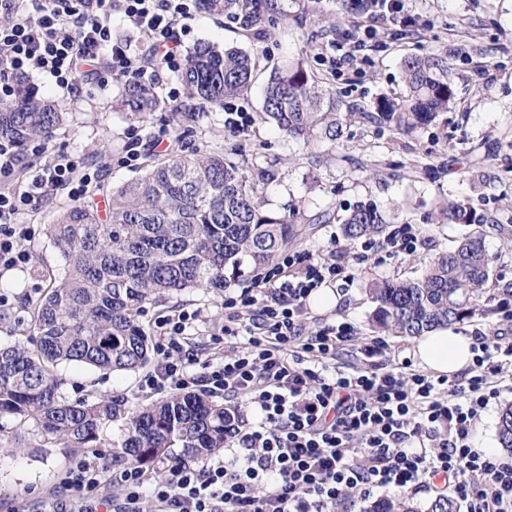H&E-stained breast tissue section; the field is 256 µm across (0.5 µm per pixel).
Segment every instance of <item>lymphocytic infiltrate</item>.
<instances>
[{
    "mask_svg": "<svg viewBox=\"0 0 512 512\" xmlns=\"http://www.w3.org/2000/svg\"><path fill=\"white\" fill-rule=\"evenodd\" d=\"M201 0H0V99L23 76L47 75L61 91L113 79L150 83L186 63L184 44ZM140 36L118 37L114 19ZM97 171L83 156L32 153L0 139V271L24 269L35 230L23 221L49 192L88 197ZM335 259L284 253L253 287L225 300L220 334L201 342L200 310L156 318L152 393L200 387L223 397L225 456L167 465L163 479L138 467L113 472L83 453L42 512H348L354 496L423 487L449 493L465 512H512V459L473 447L476 427L501 394L512 335L475 331L477 355L460 376L434 377L391 356L380 337L361 344L352 323L304 331L306 302L341 280ZM352 353L355 364L340 361ZM254 418H247V411Z\"/></svg>",
    "mask_w": 512,
    "mask_h": 512,
    "instance_id": "lymphocytic-infiltrate-1",
    "label": "lymphocytic infiltrate"
}]
</instances>
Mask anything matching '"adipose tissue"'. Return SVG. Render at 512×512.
Instances as JSON below:
<instances>
[{
	"label": "adipose tissue",
	"instance_id": "1",
	"mask_svg": "<svg viewBox=\"0 0 512 512\" xmlns=\"http://www.w3.org/2000/svg\"><path fill=\"white\" fill-rule=\"evenodd\" d=\"M473 337L438 328L416 339L412 354L418 365L437 376H453L473 362Z\"/></svg>",
	"mask_w": 512,
	"mask_h": 512
}]
</instances>
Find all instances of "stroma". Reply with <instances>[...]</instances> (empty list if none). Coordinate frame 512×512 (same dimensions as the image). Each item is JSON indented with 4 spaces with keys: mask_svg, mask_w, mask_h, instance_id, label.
Segmentation results:
<instances>
[{
    "mask_svg": "<svg viewBox=\"0 0 512 512\" xmlns=\"http://www.w3.org/2000/svg\"><path fill=\"white\" fill-rule=\"evenodd\" d=\"M277 19L267 35L247 36L224 17L199 14L192 23V43L212 41L237 47L256 60L254 81L238 102L256 120L244 135L224 129V113L217 107L182 100L180 112H153L138 120L117 111L115 100L120 83L107 90L83 88L80 95L57 90L50 79L35 75L21 82L50 96L66 112L47 147L83 155L99 172L93 192L100 209H107L112 187L143 173L152 160L142 156L137 164H121L130 132H147L167 126L180 136L185 152L222 149L240 168L260 174L259 187L269 208L286 214L290 210L308 216L321 211L333 213L327 224L302 225L293 249L298 253H327L332 245L351 251L348 284L335 309L310 311L308 328L326 323L351 322L361 339L377 336L372 322L375 305L369 294L372 282L413 278L422 272V259L452 249L459 239L481 234L493 256V282L488 288L484 309L458 324L464 334L499 327L498 303L512 294V0H409L417 17L414 25H373L367 15L343 13L339 0H275ZM375 26L382 47L367 51L355 66L336 68L334 45L342 31ZM417 54L445 58L455 85L454 109L439 114L433 123L416 133L395 137L386 125L368 119L376 101L396 97L405 91L401 61ZM299 58L308 71L326 79L346 105L360 109L345 139L339 145L304 146L289 139L275 126L259 121L262 90L275 67ZM465 199L483 224H451L443 221L439 203ZM372 202L386 209L390 228L415 225L426 244L418 253L389 256L370 253L358 261L360 241L348 240L341 219L356 205ZM69 204L60 193L34 215V237L27 242L30 262L26 272L0 275V293L10 304L0 309V343L32 345L30 299L38 297L45 284L39 269L59 270L63 261L46 228ZM244 282H236L215 294L202 290L185 291L162 303L147 305L142 318L152 325L168 311L199 309L221 322L224 300L238 296ZM65 378L63 388L69 399L91 398L106 393L125 394L132 403H148L140 384L145 369L101 371L78 364L59 367ZM27 447L0 450V512H38L43 497L58 489L65 471L79 451L75 448L41 447V436L28 427Z\"/></svg>",
    "mask_w": 512,
    "mask_h": 512,
    "instance_id": "1",
    "label": "stroma"
}]
</instances>
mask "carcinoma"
I'll return each instance as SVG.
<instances>
[{
	"mask_svg": "<svg viewBox=\"0 0 512 512\" xmlns=\"http://www.w3.org/2000/svg\"><path fill=\"white\" fill-rule=\"evenodd\" d=\"M204 12L246 31H263L268 0H203ZM252 56L240 49L202 42L188 54L180 80L186 98L219 107L252 85ZM406 94L376 102L378 122L409 134L455 104L444 62L412 56L402 63ZM150 85L126 81L116 106L138 118L161 107ZM355 115L326 83L294 60L269 74L261 119L306 145L336 144ZM66 121L54 101L22 92L0 102V138L24 148L48 142ZM450 224H482L486 217L465 200L441 208ZM388 214L371 202L343 220L349 239L383 233ZM47 233L65 262L43 274L46 288L31 302L34 350L0 345V420L19 431L34 425L44 444L101 448L102 427L122 423L112 440V469L152 466L175 456L199 463L224 449V404L205 392L178 393L152 405H134L123 394L70 401L56 372L63 362L112 371H135L149 361L151 333L140 320L145 305L172 293L220 292L251 277L297 241L296 227L267 207L256 180L224 153L174 154L143 174L112 188L108 215L94 198L60 213ZM491 279V259L479 235L471 234L425 261L416 279L371 284L378 328L420 336L463 322L479 306ZM498 440L512 449V404L498 418ZM180 449L174 454V449ZM371 512H417L400 494L376 502ZM427 512H457L455 499L440 495Z\"/></svg>",
	"mask_w": 512,
	"mask_h": 512,
	"instance_id": "carcinoma-1",
	"label": "carcinoma"
}]
</instances>
